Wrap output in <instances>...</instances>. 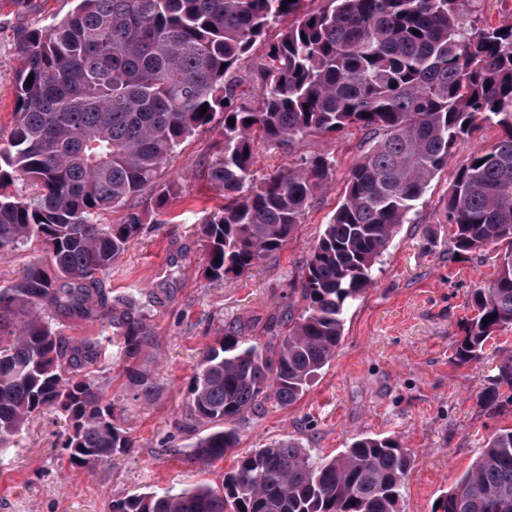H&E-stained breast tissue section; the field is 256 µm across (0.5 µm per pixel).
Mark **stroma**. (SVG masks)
<instances>
[{
	"label": "stroma",
	"instance_id": "35a3bbf8",
	"mask_svg": "<svg viewBox=\"0 0 512 512\" xmlns=\"http://www.w3.org/2000/svg\"><path fill=\"white\" fill-rule=\"evenodd\" d=\"M73 0H0V128L12 123L19 42L65 17ZM482 126L453 151L429 184L416 223L401 225L375 277L346 315L335 359L296 403L267 400L237 423L239 443L224 460L203 463L192 447L207 426L190 420L187 394L206 348L225 325L266 341L281 335V315L305 260L343 200L349 171L361 155L357 130L308 136L297 154L328 153L330 184L315 192L305 222L272 258L249 273L211 282L198 232L219 211L224 192L204 168L224 139L221 124L198 130L165 172L177 184L163 223L144 224L106 281L113 295L154 294L156 343L148 352L161 391L134 399L117 366L99 369L120 425L133 446L94 472L71 468L59 448L66 422L55 410L34 418L0 457V512H109L113 498L199 483L220 485L225 471L253 449L292 437L322 456L338 455L358 435L397 439L412 458L402 512H434L497 430L512 428V406L491 413L479 394L512 354V328L495 333L484 356L466 365L452 353L471 316L474 286L493 276V254L460 257L444 224L454 169L467 154L497 139Z\"/></svg>",
	"mask_w": 512,
	"mask_h": 512
}]
</instances>
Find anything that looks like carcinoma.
<instances>
[{"label": "carcinoma", "mask_w": 512, "mask_h": 512, "mask_svg": "<svg viewBox=\"0 0 512 512\" xmlns=\"http://www.w3.org/2000/svg\"><path fill=\"white\" fill-rule=\"evenodd\" d=\"M314 2L76 0L65 18L25 36L13 124L0 133V187L23 181L34 192L0 194V252L34 242L45 258L0 286V455L49 408L68 422L62 448L74 467L91 470L132 448L89 368L113 359L134 398L154 397L152 300L114 297L104 278L174 195L162 176L178 148L217 118L224 145L206 174L224 190V208L200 225L211 281L281 251L333 175L335 159L320 153L257 179V140L290 152L314 133L356 128L366 148L298 276L299 300L282 314L287 333L262 344L229 325L190 378L189 416L209 425L195 459H224L248 413L308 390L335 358L346 314L397 228L414 223L430 181L483 124L501 136L455 170L444 220L454 252L496 245L499 262L473 289L455 360H478L494 333L512 327V20L482 22L473 0ZM258 44L260 104L251 110L238 105V89ZM145 193L150 207L99 222ZM92 315L98 336L76 343L59 332L57 319ZM505 388L512 356L480 400L497 412L512 401ZM409 467L388 437L359 436L335 457L287 437L240 458L219 489L125 495L111 512H399ZM437 510L512 512V428L490 437Z\"/></svg>", "instance_id": "1"}]
</instances>
